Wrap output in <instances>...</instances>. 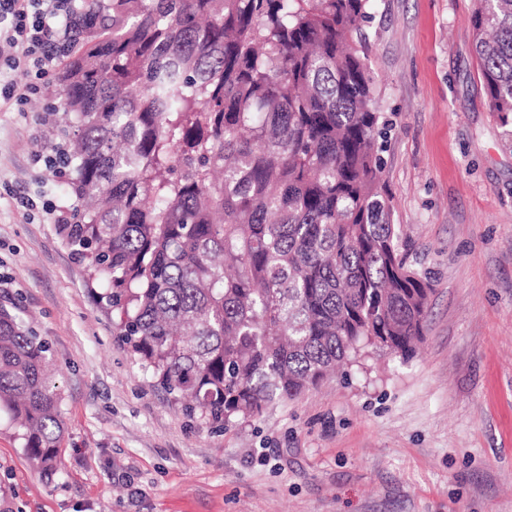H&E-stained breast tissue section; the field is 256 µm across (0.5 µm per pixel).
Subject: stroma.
<instances>
[{
  "instance_id": "obj_1",
  "label": "stroma",
  "mask_w": 512,
  "mask_h": 512,
  "mask_svg": "<svg viewBox=\"0 0 512 512\" xmlns=\"http://www.w3.org/2000/svg\"><path fill=\"white\" fill-rule=\"evenodd\" d=\"M478 0H377L369 62L391 123L384 179L430 276L424 339L371 346L321 384L218 429L155 387L57 234L74 199L46 170L56 75L0 97V305L51 346L62 468L0 418V512H512V151L473 52Z\"/></svg>"
}]
</instances>
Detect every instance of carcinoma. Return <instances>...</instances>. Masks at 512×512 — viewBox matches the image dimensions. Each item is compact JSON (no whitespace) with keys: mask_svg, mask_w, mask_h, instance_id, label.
Returning a JSON list of instances; mask_svg holds the SVG:
<instances>
[{"mask_svg":"<svg viewBox=\"0 0 512 512\" xmlns=\"http://www.w3.org/2000/svg\"><path fill=\"white\" fill-rule=\"evenodd\" d=\"M375 0H83L60 75L73 224L94 296L156 386L222 427L316 386L365 343L403 359L431 292L379 151ZM474 52L512 149V0ZM49 342L0 306V411L61 469Z\"/></svg>","mask_w":512,"mask_h":512,"instance_id":"cac0c4a2","label":"carcinoma"}]
</instances>
